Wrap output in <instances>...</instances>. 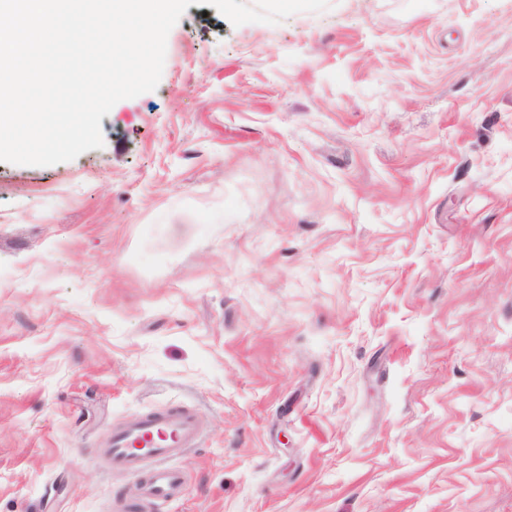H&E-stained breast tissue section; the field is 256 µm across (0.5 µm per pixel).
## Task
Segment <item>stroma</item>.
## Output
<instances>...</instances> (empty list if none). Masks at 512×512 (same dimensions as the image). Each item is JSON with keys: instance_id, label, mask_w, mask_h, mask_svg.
<instances>
[{"instance_id": "obj_1", "label": "stroma", "mask_w": 512, "mask_h": 512, "mask_svg": "<svg viewBox=\"0 0 512 512\" xmlns=\"http://www.w3.org/2000/svg\"><path fill=\"white\" fill-rule=\"evenodd\" d=\"M101 128L0 161V512H512V0L193 4ZM164 437L138 445L148 437ZM201 436L196 415L186 409L154 411L115 429L104 454L111 467L142 479L143 494L156 502H169L179 493L182 472L169 466L170 459L197 444ZM151 465L148 471L145 467Z\"/></svg>"}]
</instances>
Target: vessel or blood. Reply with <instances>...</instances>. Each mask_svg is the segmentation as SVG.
Here are the masks:
<instances>
[{"label":"vessel or blood","instance_id":"b4317fda","mask_svg":"<svg viewBox=\"0 0 512 512\" xmlns=\"http://www.w3.org/2000/svg\"><path fill=\"white\" fill-rule=\"evenodd\" d=\"M196 415L186 409L154 411L115 429L104 453L112 468L142 480L144 495L157 502L172 500L182 486V473L170 459L197 444Z\"/></svg>","mask_w":512,"mask_h":512}]
</instances>
